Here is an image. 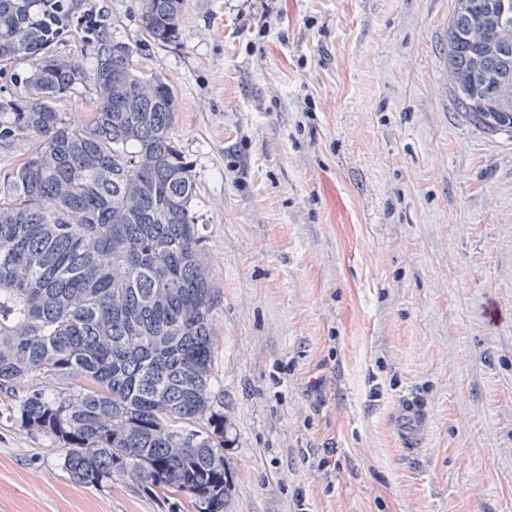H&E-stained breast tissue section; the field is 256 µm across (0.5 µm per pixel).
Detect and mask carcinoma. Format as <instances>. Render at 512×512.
I'll list each match as a JSON object with an SVG mask.
<instances>
[{
    "label": "carcinoma",
    "mask_w": 512,
    "mask_h": 512,
    "mask_svg": "<svg viewBox=\"0 0 512 512\" xmlns=\"http://www.w3.org/2000/svg\"><path fill=\"white\" fill-rule=\"evenodd\" d=\"M139 35L179 42L183 0H135ZM448 80L459 109L512 131V8L455 0ZM79 40L92 66L58 54ZM96 0H0V147L37 146L0 193V400L60 445L77 483L137 474L224 512V412L213 394L215 291L172 126L176 93L133 69ZM21 60L36 62L27 74ZM92 80L83 124L58 103Z\"/></svg>",
    "instance_id": "1"
}]
</instances>
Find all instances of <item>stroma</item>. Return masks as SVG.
Listing matches in <instances>:
<instances>
[{
    "instance_id": "1",
    "label": "stroma",
    "mask_w": 512,
    "mask_h": 512,
    "mask_svg": "<svg viewBox=\"0 0 512 512\" xmlns=\"http://www.w3.org/2000/svg\"><path fill=\"white\" fill-rule=\"evenodd\" d=\"M216 302L224 512H512V133L475 127L445 69L454 0H184L139 39ZM427 400L423 449L390 425ZM0 512H195L137 475L71 481L0 410Z\"/></svg>"
}]
</instances>
